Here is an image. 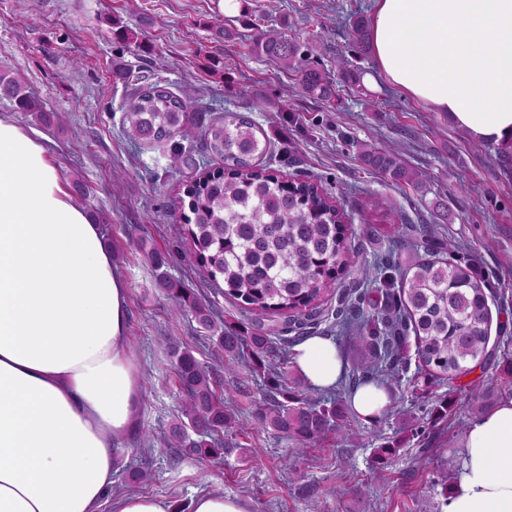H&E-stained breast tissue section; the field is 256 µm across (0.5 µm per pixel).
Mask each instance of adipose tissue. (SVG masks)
Segmentation results:
<instances>
[{
    "label": "adipose tissue",
    "instance_id": "ef3b65f1",
    "mask_svg": "<svg viewBox=\"0 0 512 512\" xmlns=\"http://www.w3.org/2000/svg\"><path fill=\"white\" fill-rule=\"evenodd\" d=\"M376 70L478 141L512 136V0H376ZM128 288L46 146L0 116V512H100L138 432ZM317 391L346 363L294 348ZM442 512H512V400L468 426Z\"/></svg>",
    "mask_w": 512,
    "mask_h": 512
}]
</instances>
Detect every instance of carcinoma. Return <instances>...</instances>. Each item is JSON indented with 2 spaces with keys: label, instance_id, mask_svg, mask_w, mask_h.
<instances>
[{
  "label": "carcinoma",
  "instance_id": "obj_1",
  "mask_svg": "<svg viewBox=\"0 0 512 512\" xmlns=\"http://www.w3.org/2000/svg\"><path fill=\"white\" fill-rule=\"evenodd\" d=\"M353 42L368 49V21L356 16L351 23ZM251 51L284 69H298L304 94L330 101L336 94L327 73L300 65L301 46L275 28L261 25L252 37ZM14 101L22 112L61 127L60 113L47 114L40 102L12 77L0 75V98ZM125 132L135 144L168 146L171 169L192 167L212 159L214 171L188 185L185 231L191 248L180 259L202 268L221 293L241 310L255 316L251 326L229 325L215 338L224 353V370L235 371L242 358L263 379L265 398L253 415L267 428L303 446L328 434L343 435L350 399L342 394L312 399L301 389L300 376L288 367L287 353L272 346V335L295 333L303 339L316 334L323 318L349 337L353 368L367 382L385 387L388 395L402 390V367L408 365L407 346L414 342L415 362L428 379L442 382L449 392L456 380L483 368L491 360L488 350L490 322L484 279L470 265L448 260H413L403 264L402 251L411 248L453 253L455 244L438 238L425 225L400 224L384 256L369 261L363 241L370 227L353 235L340 223L338 208L326 202L321 187L310 179L289 186L261 166L269 141L251 117L234 114L205 120L193 98L179 96L159 82L143 83L129 97L124 112ZM201 142L204 155L195 154ZM363 162L395 184L417 187L422 174L404 163L392 143L365 144ZM403 277H397V274ZM353 275L363 292L351 300L342 295L336 308L322 298L338 280ZM156 287L173 299L177 311L190 312L204 329H215L214 311L182 287L180 281L158 275ZM278 315L283 321L263 323ZM182 394L181 415L162 437L146 433L150 444L171 448L181 442L188 427L198 435L192 442L202 458L224 455L220 432L234 430L239 419L226 408L216 391L210 367L193 351L170 349ZM493 404L483 391L471 390L470 409L482 414Z\"/></svg>",
  "mask_w": 512,
  "mask_h": 512
}]
</instances>
